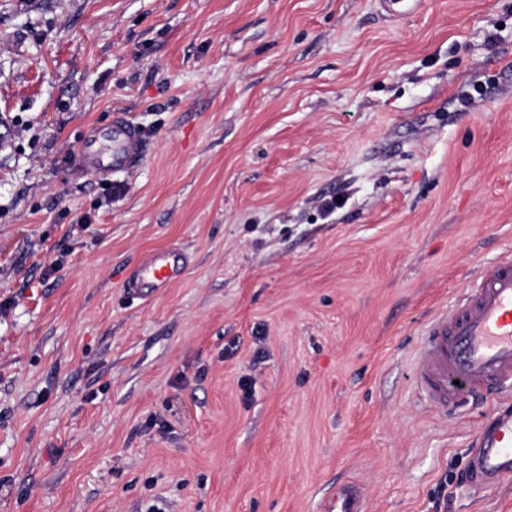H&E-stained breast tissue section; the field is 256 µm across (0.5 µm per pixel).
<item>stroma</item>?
<instances>
[{
	"mask_svg": "<svg viewBox=\"0 0 512 512\" xmlns=\"http://www.w3.org/2000/svg\"><path fill=\"white\" fill-rule=\"evenodd\" d=\"M116 110L145 158L87 176ZM504 256L512 0H0V512H512L492 399L414 381ZM187 262L185 253L174 248L148 253L131 270L128 292L139 299L154 298L181 278ZM469 474L488 488L512 477V406H497L473 443ZM323 509L322 512H368L362 490L353 484H344L329 492L324 498Z\"/></svg>",
	"mask_w": 512,
	"mask_h": 512,
	"instance_id": "obj_1",
	"label": "stroma"
}]
</instances>
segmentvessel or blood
<instances>
[{
    "instance_id": "b4317fda",
    "label": "vessel or blood",
    "mask_w": 512,
    "mask_h": 512,
    "mask_svg": "<svg viewBox=\"0 0 512 512\" xmlns=\"http://www.w3.org/2000/svg\"><path fill=\"white\" fill-rule=\"evenodd\" d=\"M145 155L140 129L115 112L108 130L89 129L74 156L75 165L97 176L134 169ZM187 257L170 248L153 251L135 266L128 280L134 297L149 300L178 281ZM414 380L440 411L462 397L489 396L512 387V258L485 265L475 289L451 314L436 316L425 328L414 365ZM469 474L474 482L497 486L512 477V406H497L473 443ZM324 512H368L362 490L344 484L329 492Z\"/></svg>"
}]
</instances>
